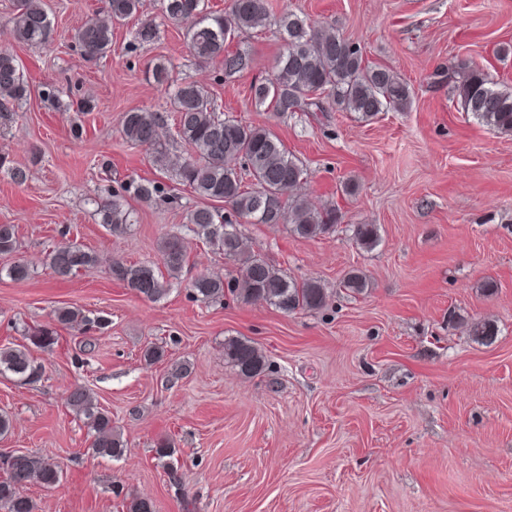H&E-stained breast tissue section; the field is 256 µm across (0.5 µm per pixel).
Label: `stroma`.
<instances>
[{"label": "stroma", "mask_w": 512, "mask_h": 512, "mask_svg": "<svg viewBox=\"0 0 512 512\" xmlns=\"http://www.w3.org/2000/svg\"><path fill=\"white\" fill-rule=\"evenodd\" d=\"M43 4L52 38L30 46L3 34L13 2L0 0V46L29 89L0 108V224L15 225L19 241L0 256V346L23 343L24 326L52 323L60 307L110 325L59 328L52 351L33 353L35 380L0 375V414L13 421L0 454L48 457L63 472L51 490L27 487L35 512H126L134 496L156 512H512V136L463 112L443 77L465 59L512 89V55L498 52L512 44V0H273L408 82L410 109L369 121L337 111L279 118L255 106L251 86L271 76L281 47L276 27L241 35L253 67L229 77L198 65L160 0H141V18L159 29L154 44L134 45L119 26L111 51L91 62L71 35L106 0ZM160 61L173 80L199 82L226 113L275 133L308 170L303 193L337 209L335 233L316 240L281 224L241 227L251 250L329 289L323 310L196 301L195 277L233 265L191 237L160 301L108 273L113 259L158 260L160 240L197 202L177 183L180 205L128 200L132 223L120 235L96 215V200L125 182L169 178L121 134L132 109L172 128L170 95L151 77ZM46 83L56 99H44ZM83 98L92 111H77ZM16 167L25 183L13 180ZM353 224L379 225L380 244L360 249ZM69 239L101 263L62 279L47 256ZM17 261L31 265L29 279L6 275ZM354 269L368 282L359 296L341 286ZM488 281L495 292L484 291ZM481 318L499 329L488 346L467 333ZM228 337L255 342L268 370L241 375L224 359ZM149 344L163 347L162 361L144 362ZM79 384L110 411L121 458L89 453L88 430L67 404ZM163 438L175 448L173 478L156 458Z\"/></svg>", "instance_id": "1"}]
</instances>
